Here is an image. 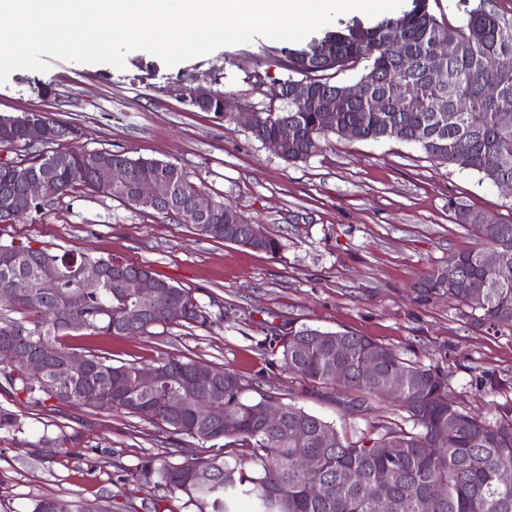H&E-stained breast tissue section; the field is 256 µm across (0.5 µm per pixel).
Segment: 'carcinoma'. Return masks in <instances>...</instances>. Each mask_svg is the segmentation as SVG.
<instances>
[{
  "mask_svg": "<svg viewBox=\"0 0 512 512\" xmlns=\"http://www.w3.org/2000/svg\"><path fill=\"white\" fill-rule=\"evenodd\" d=\"M399 28L400 44L389 46L393 27ZM456 43L460 52L449 59L441 73L432 75L426 59L443 41ZM288 70L300 75L284 84L305 83L314 99L302 106L269 104L258 111L253 137H271L277 123L286 120L299 132L298 141L288 145L281 159L289 164L304 162L319 150L322 140L340 127L356 125L362 139L396 140L416 144L439 164L470 169L481 179L512 180V125H503L498 114L512 109V69L496 61L512 57V22L494 12H469L459 26L439 21L429 11L428 0H411L398 16L385 17L366 26L356 21L343 30L328 31L307 46L285 50ZM409 66H404L402 57ZM368 65L359 78L365 97L351 102L343 112H326L317 97L338 92L342 84L329 72ZM494 83L499 96L488 99L484 87ZM395 96L398 109L375 117L371 102ZM225 93L211 90L205 100L188 95L189 103L202 112L224 115ZM455 123H448V115ZM126 169L127 182L120 187H103L101 160ZM47 172L67 195L82 184L114 200L146 211L135 195V185L144 175L169 180L174 198L150 210L175 216L191 225L198 235L239 246L248 245L252 224L234 211L224 213V202H216L212 218L199 222L190 203L202 187L191 181L183 168L161 160L131 158L122 152L60 151L47 164ZM22 187L0 167V224L11 218L10 205ZM456 223L475 231L489 249L502 252L508 260L499 269L483 265V249L454 253L448 260L419 279L416 300L425 303L436 294L458 301L480 312L479 321L491 327H512V223L478 224L470 219L475 210L452 201ZM135 270V265L86 253H62L30 244H0V348L13 341L33 358L41 357L44 346L56 350L54 360L33 372L20 361L0 354V379L15 392L42 405H89L93 408L123 409L144 420H157L172 433L203 443L223 441L215 454L182 463L149 457L131 473V481L142 487L179 492L186 497L187 512H238L240 499L252 503L253 512H383L382 499L397 502L400 512H512V484L500 481V473L512 469V415L493 421L465 413L448 395L442 373L417 362L402 359L396 351L368 336L350 331L324 332L288 325L273 338L280 361L289 373L313 386L336 387L358 393L352 401L360 408L372 397L384 396L388 378H403L397 402L407 413L404 423L384 425L381 432L348 441L334 425L288 402H281L284 418L275 428H266L262 402H245V386L239 375L205 362L177 355L160 358L156 388H137L135 363H112V359L84 352L62 342L70 331L98 336H140L151 327L165 325L154 310L144 322L129 329L124 322L127 308L137 298L118 287L114 277L99 288L81 287L83 267ZM53 274L59 288L42 293L40 283ZM166 285L162 299L182 302L187 309L184 323L203 326L206 311L185 289L160 279ZM83 294L75 311L76 321L60 325L50 312L68 304L73 295ZM21 317L15 318L13 314ZM81 359L85 369L77 374L66 370L71 359ZM377 362L368 382L360 379L362 364ZM221 377L213 386L209 374ZM95 396V402L85 400ZM212 396L218 409L209 416L198 410L200 400ZM335 436L330 448L320 447L321 435ZM401 449L397 457L389 452ZM318 453L320 470L311 473L294 468L298 454ZM317 486V493L307 491Z\"/></svg>",
  "mask_w": 512,
  "mask_h": 512,
  "instance_id": "obj_1",
  "label": "carcinoma"
}]
</instances>
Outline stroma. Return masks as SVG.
<instances>
[{
  "label": "stroma",
  "instance_id": "obj_1",
  "mask_svg": "<svg viewBox=\"0 0 512 512\" xmlns=\"http://www.w3.org/2000/svg\"><path fill=\"white\" fill-rule=\"evenodd\" d=\"M458 24L486 9L512 21V0H429ZM284 44L257 37L166 66L136 50L123 68L49 58L46 71L16 70L0 83V114L46 111L71 130L55 149L123 151L182 167L212 198L260 225L280 248L266 253L196 234L165 215L142 212L85 186L32 218L0 224V244L24 242L147 264L189 290L209 313L206 326H156L143 336L70 338V345L148 366L186 356L235 371L244 400L271 395L335 425L350 441L400 422L390 401L355 410L351 396L303 389L269 344L284 325L350 331L437 369L460 409L493 419L512 411V327L477 324L470 308L445 298L415 301L412 287L450 254L481 248L449 201L512 221V201L476 172L432 161L398 141L329 136L307 161L289 164L246 128L191 106L184 88L213 85L242 104L270 103L289 76ZM16 432H0V512H30L52 496L65 507L108 498L112 512H183L182 494L132 483L145 458L206 457L208 444L121 409L34 405L0 391Z\"/></svg>",
  "mask_w": 512,
  "mask_h": 512
}]
</instances>
